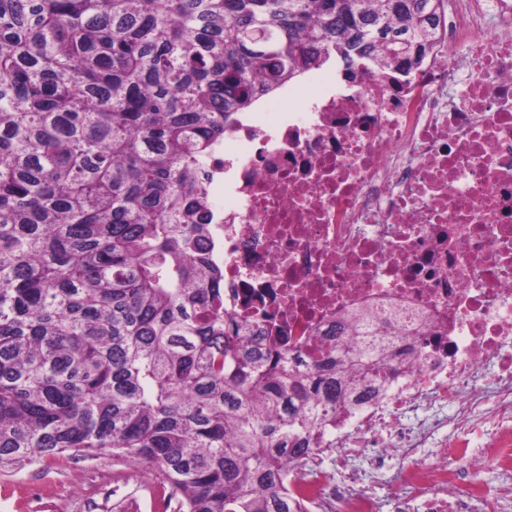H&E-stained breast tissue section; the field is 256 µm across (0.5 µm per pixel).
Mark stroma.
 <instances>
[{"mask_svg": "<svg viewBox=\"0 0 512 512\" xmlns=\"http://www.w3.org/2000/svg\"><path fill=\"white\" fill-rule=\"evenodd\" d=\"M165 484L149 463L66 456L0 472V512H165Z\"/></svg>", "mask_w": 512, "mask_h": 512, "instance_id": "stroma-1", "label": "stroma"}]
</instances>
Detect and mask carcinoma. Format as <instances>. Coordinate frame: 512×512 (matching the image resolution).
Here are the masks:
<instances>
[{"label":"carcinoma","mask_w":512,"mask_h":512,"mask_svg":"<svg viewBox=\"0 0 512 512\" xmlns=\"http://www.w3.org/2000/svg\"><path fill=\"white\" fill-rule=\"evenodd\" d=\"M444 3L0 0V471L112 452L174 512H294L288 461L389 355L307 360L225 315L197 172L334 55L419 65Z\"/></svg>","instance_id":"cac0c4a2"}]
</instances>
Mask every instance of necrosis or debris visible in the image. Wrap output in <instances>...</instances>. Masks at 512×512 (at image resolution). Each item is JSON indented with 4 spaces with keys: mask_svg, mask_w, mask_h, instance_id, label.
<instances>
[{
    "mask_svg": "<svg viewBox=\"0 0 512 512\" xmlns=\"http://www.w3.org/2000/svg\"><path fill=\"white\" fill-rule=\"evenodd\" d=\"M278 93L290 111L239 113L200 170L224 311L397 354L289 463L297 512H512V0H452L416 68Z\"/></svg>",
    "mask_w": 512,
    "mask_h": 512,
    "instance_id": "obj_1",
    "label": "necrosis or debris"
}]
</instances>
